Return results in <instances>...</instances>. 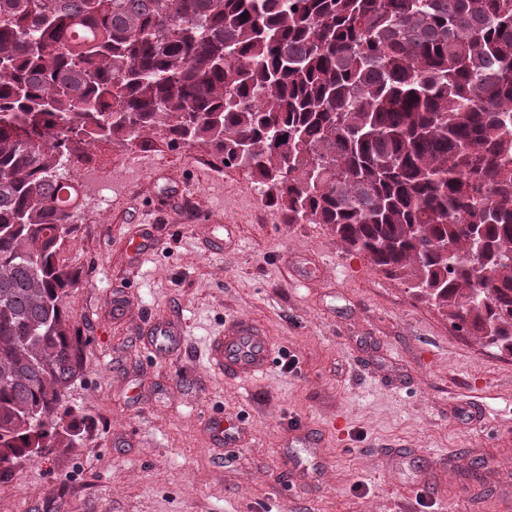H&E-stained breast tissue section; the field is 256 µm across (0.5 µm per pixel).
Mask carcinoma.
Wrapping results in <instances>:
<instances>
[{
	"label": "carcinoma",
	"mask_w": 512,
	"mask_h": 512,
	"mask_svg": "<svg viewBox=\"0 0 512 512\" xmlns=\"http://www.w3.org/2000/svg\"><path fill=\"white\" fill-rule=\"evenodd\" d=\"M150 133L512 354V0H0V475L92 424L62 162Z\"/></svg>",
	"instance_id": "obj_1"
}]
</instances>
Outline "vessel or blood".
<instances>
[{
    "mask_svg": "<svg viewBox=\"0 0 512 512\" xmlns=\"http://www.w3.org/2000/svg\"><path fill=\"white\" fill-rule=\"evenodd\" d=\"M181 331L171 321L153 323L149 344L155 354L178 355L183 347ZM274 345L266 332L249 319L233 318L225 321L222 333L208 337L204 346V361L213 376L232 377L243 383L259 380L268 371L274 359ZM208 430L224 447H238L245 438V430L237 422L220 419L207 421ZM288 449L282 454V463L289 471L290 479H297L298 465L291 453L292 448H308L311 456H319L313 448L308 432L298 428L290 431Z\"/></svg>",
    "mask_w": 512,
    "mask_h": 512,
    "instance_id": "vessel-or-blood-1",
    "label": "vessel or blood"
}]
</instances>
